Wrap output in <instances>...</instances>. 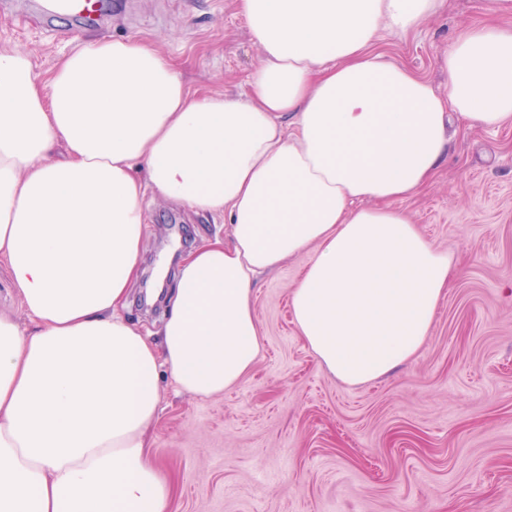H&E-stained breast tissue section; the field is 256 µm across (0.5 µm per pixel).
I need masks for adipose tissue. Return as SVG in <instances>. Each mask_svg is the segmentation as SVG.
Masks as SVG:
<instances>
[{
  "label": "adipose tissue",
  "instance_id": "1",
  "mask_svg": "<svg viewBox=\"0 0 512 512\" xmlns=\"http://www.w3.org/2000/svg\"><path fill=\"white\" fill-rule=\"evenodd\" d=\"M262 62L240 98L191 93L143 41L82 40L47 77L0 51V257L32 325L0 317V512H169L151 442L162 375L196 397L261 352L254 279L290 294L318 364L376 380L426 342L455 269L396 203L446 161L450 125H512V27H463L440 94L375 52L445 0H237ZM153 190L228 218L182 260L159 342L122 311Z\"/></svg>",
  "mask_w": 512,
  "mask_h": 512
}]
</instances>
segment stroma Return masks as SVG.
<instances>
[{
  "mask_svg": "<svg viewBox=\"0 0 512 512\" xmlns=\"http://www.w3.org/2000/svg\"><path fill=\"white\" fill-rule=\"evenodd\" d=\"M88 31L44 20L39 0H0V51L28 53L48 74L77 41L126 37L173 61L191 91L237 97L261 63L236 0H107ZM486 0H446L408 34L376 48L440 93L438 65ZM420 233L453 252L458 271L417 356L359 385L320 368L292 321L289 295L308 255L259 277L262 351L223 395L161 381L152 431L172 481L170 512H512V126L451 128V153L429 184L399 201ZM144 244L128 318L153 332L167 305L158 260L180 265L205 242L228 240L223 215L197 214L147 192Z\"/></svg>",
  "mask_w": 512,
  "mask_h": 512,
  "instance_id": "obj_1",
  "label": "stroma"
}]
</instances>
